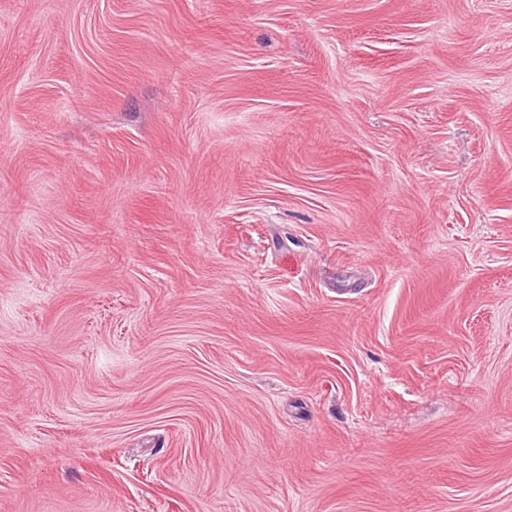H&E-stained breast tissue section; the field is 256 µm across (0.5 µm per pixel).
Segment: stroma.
Masks as SVG:
<instances>
[{"instance_id":"1","label":"stroma","mask_w":512,"mask_h":512,"mask_svg":"<svg viewBox=\"0 0 512 512\" xmlns=\"http://www.w3.org/2000/svg\"><path fill=\"white\" fill-rule=\"evenodd\" d=\"M0 512H512V0H0Z\"/></svg>"}]
</instances>
